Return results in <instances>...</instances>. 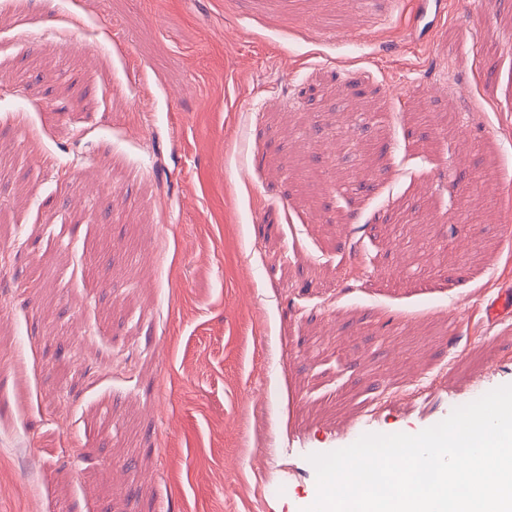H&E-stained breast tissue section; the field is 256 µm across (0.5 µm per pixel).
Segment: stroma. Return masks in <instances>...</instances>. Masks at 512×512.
<instances>
[{
  "instance_id": "35a3bbf8",
  "label": "stroma",
  "mask_w": 512,
  "mask_h": 512,
  "mask_svg": "<svg viewBox=\"0 0 512 512\" xmlns=\"http://www.w3.org/2000/svg\"><path fill=\"white\" fill-rule=\"evenodd\" d=\"M413 11L0 0V512H302L512 384V0Z\"/></svg>"
}]
</instances>
